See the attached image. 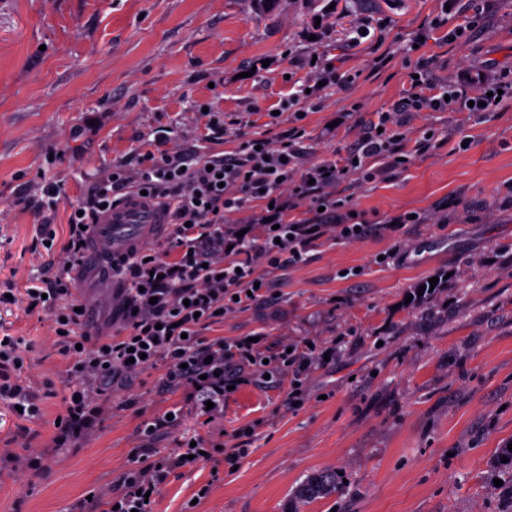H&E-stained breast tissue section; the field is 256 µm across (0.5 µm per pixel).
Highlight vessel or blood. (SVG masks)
Segmentation results:
<instances>
[{"label":"vessel or blood","mask_w":512,"mask_h":512,"mask_svg":"<svg viewBox=\"0 0 512 512\" xmlns=\"http://www.w3.org/2000/svg\"><path fill=\"white\" fill-rule=\"evenodd\" d=\"M166 222L160 203L129 194L96 217L87 257L100 265L145 252L156 243Z\"/></svg>","instance_id":"vessel-or-blood-1"}]
</instances>
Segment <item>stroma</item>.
<instances>
[{"instance_id": "stroma-1", "label": "stroma", "mask_w": 512, "mask_h": 512, "mask_svg": "<svg viewBox=\"0 0 512 512\" xmlns=\"http://www.w3.org/2000/svg\"><path fill=\"white\" fill-rule=\"evenodd\" d=\"M485 24L452 43L470 17L462 0L418 57L437 83L474 93L480 80L512 73V0H476ZM441 11V0H0V286L24 289L47 276L67 241L65 209L45 248L36 229L44 186L85 198L142 146L233 151L238 135L206 140L207 111L237 117L241 133H280L272 118L310 79L320 54L348 81L326 90L304 124L312 157L344 159L360 128L409 90L400 46ZM370 34L353 44L354 27ZM385 54V67L373 65ZM435 129L440 147L418 145ZM406 168L336 188L375 224L363 240H322L307 262L269 274L279 298L227 316L208 338L263 332L329 351L304 380V401L286 407L290 382L240 387L207 434L253 427L250 454L213 480L209 466L172 478L156 512H287L312 473L342 472L332 492L298 512H512V100L492 112H410ZM411 211L413 224L388 225ZM442 280L426 298L416 286ZM0 332L32 347L23 375L39 393L40 418L0 407V450L44 448V473L0 471V512H67L111 486L142 444L143 422L183 404L164 391V366L131 389L72 447L55 450L54 419L69 392L68 357L51 346L44 314L0 306Z\"/></svg>"}]
</instances>
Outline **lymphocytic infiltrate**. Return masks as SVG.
I'll return each mask as SVG.
<instances>
[{"instance_id": "lymphocytic-infiltrate-1", "label": "lymphocytic infiltrate", "mask_w": 512, "mask_h": 512, "mask_svg": "<svg viewBox=\"0 0 512 512\" xmlns=\"http://www.w3.org/2000/svg\"><path fill=\"white\" fill-rule=\"evenodd\" d=\"M310 70L308 91L294 100L300 111L335 81L323 58H316ZM410 72L412 94L361 129L351 160L342 165L309 157L300 111L277 139L254 137L228 154L209 155L195 148L160 154L145 150L136 167L113 165L90 195L68 204V238L57 272L22 294L0 288V304L45 313L54 346L72 361L56 447L94 431L111 414L113 394L129 389L157 365L166 367L164 389L184 392L185 410L145 422L141 434L146 443L133 449L128 468L107 490L93 492L70 512H155L154 498L184 468L207 464L217 476L224 467L238 465L250 453L245 439L251 429L196 436L181 431L185 414L214 421L224 413L230 385L260 384L268 376H288L298 383L323 362L311 347L271 353L261 340L208 339L203 332L227 315L275 300V284L262 275V268L282 270L305 262L313 245L326 237L356 241L375 232V225L355 224L350 202L335 196L336 186L351 174L373 179L375 160L389 169L402 168L400 114L445 112L459 100L454 87L434 88L428 61L417 60ZM132 191L160 200L169 216L166 237L146 254L109 267V274L126 286L112 315L119 331L101 338L87 330L94 310L72 273L86 265L87 228L96 213ZM303 201L309 204L308 217L290 221L289 211ZM243 211L258 225V235L225 232V215ZM30 350L24 338L0 335V403L21 407L25 419L39 414L36 392L21 379ZM160 431L179 432L174 447L162 451L149 445Z\"/></svg>"}]
</instances>
